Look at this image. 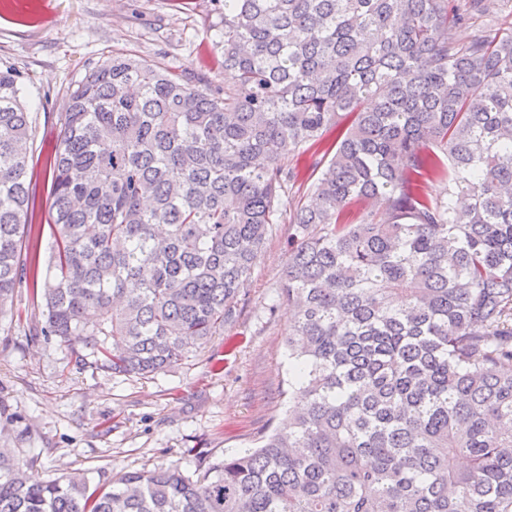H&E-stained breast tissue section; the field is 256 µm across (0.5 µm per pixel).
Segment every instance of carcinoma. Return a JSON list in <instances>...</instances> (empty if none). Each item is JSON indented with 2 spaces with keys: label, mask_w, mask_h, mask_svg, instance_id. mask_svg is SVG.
Returning a JSON list of instances; mask_svg holds the SVG:
<instances>
[{
  "label": "carcinoma",
  "mask_w": 512,
  "mask_h": 512,
  "mask_svg": "<svg viewBox=\"0 0 512 512\" xmlns=\"http://www.w3.org/2000/svg\"><path fill=\"white\" fill-rule=\"evenodd\" d=\"M489 2L224 0L222 96L112 56L61 113L42 271L0 70V317L29 281L76 364L165 371L235 320L286 211L300 404L197 478L0 454V512H512V25L457 38Z\"/></svg>",
  "instance_id": "obj_1"
}]
</instances>
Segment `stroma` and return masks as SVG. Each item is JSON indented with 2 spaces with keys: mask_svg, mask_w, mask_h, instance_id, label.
Masks as SVG:
<instances>
[{
  "mask_svg": "<svg viewBox=\"0 0 512 512\" xmlns=\"http://www.w3.org/2000/svg\"><path fill=\"white\" fill-rule=\"evenodd\" d=\"M223 39L222 0H0V69L19 74L32 117L30 247L48 253L49 165L78 82L123 53L221 88ZM287 259L288 227L278 224L236 320L148 378L78 366L66 347L39 337L40 301L18 288L12 317L0 319V448L33 461L42 480L85 470L98 482L171 464L194 475L283 429L292 313L277 293Z\"/></svg>",
  "mask_w": 512,
  "mask_h": 512,
  "instance_id": "stroma-1",
  "label": "stroma"
}]
</instances>
